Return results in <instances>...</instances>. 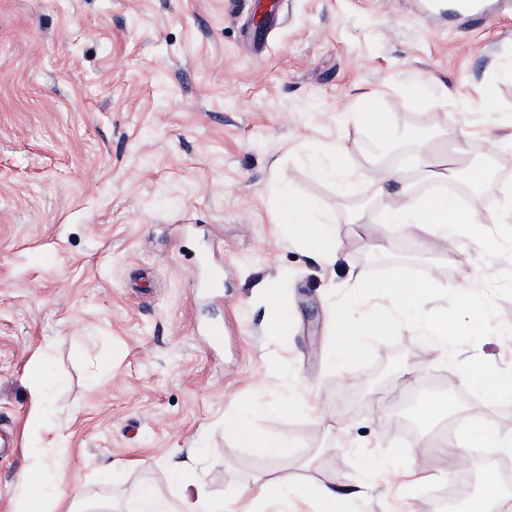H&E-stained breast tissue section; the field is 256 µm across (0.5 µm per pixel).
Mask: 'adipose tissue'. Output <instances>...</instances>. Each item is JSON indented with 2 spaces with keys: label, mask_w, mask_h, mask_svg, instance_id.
I'll list each match as a JSON object with an SVG mask.
<instances>
[{
  "label": "adipose tissue",
  "mask_w": 512,
  "mask_h": 512,
  "mask_svg": "<svg viewBox=\"0 0 512 512\" xmlns=\"http://www.w3.org/2000/svg\"><path fill=\"white\" fill-rule=\"evenodd\" d=\"M372 188L377 195H395L401 199L400 204L389 209L383 218L390 231L400 233L424 226L451 245L466 232L463 217L452 211L447 198L410 195L407 179L399 172L375 175ZM283 207L298 231L316 241L318 260L327 266L333 264L339 249L334 222L321 219L309 203L292 194L284 197ZM295 494L313 497L318 512H335L336 492L332 487L318 485L294 489L276 480L263 481L222 498L199 491L186 512H288V503ZM54 495L49 469L42 465L30 467L23 474L22 492L14 512H48L46 502Z\"/></svg>",
  "instance_id": "1"
}]
</instances>
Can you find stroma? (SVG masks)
Wrapping results in <instances>:
<instances>
[{"label":"stroma","mask_w":512,"mask_h":512,"mask_svg":"<svg viewBox=\"0 0 512 512\" xmlns=\"http://www.w3.org/2000/svg\"><path fill=\"white\" fill-rule=\"evenodd\" d=\"M511 59L512 14L444 31L410 0H0V423L17 445L0 512L36 460L109 512L143 484L179 507L200 480L221 497L267 478L335 485L336 512H431L432 453L486 419L512 435V405L470 395L405 327L372 367L328 372L331 294L396 263L457 290L508 263L466 237L385 236L360 114L404 134L386 167L425 144L436 175L415 196L482 169L493 228L512 150L485 146L512 131ZM336 146L346 188L318 175ZM288 191L334 217L333 268L281 213ZM232 420L291 453L243 446Z\"/></svg>","instance_id":"35a3bbf8"}]
</instances>
